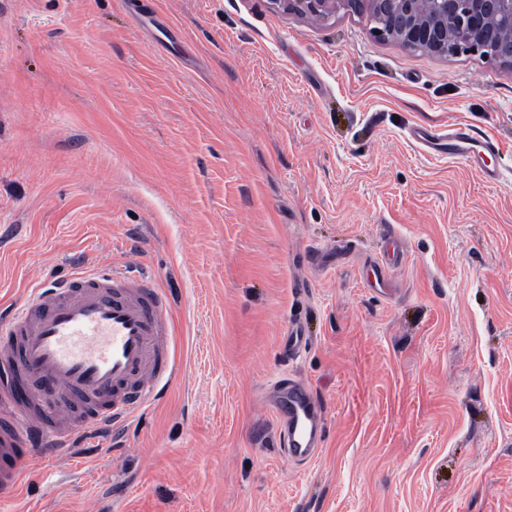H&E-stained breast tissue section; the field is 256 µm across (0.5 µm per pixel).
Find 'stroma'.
<instances>
[{
  "instance_id": "stroma-1",
  "label": "stroma",
  "mask_w": 512,
  "mask_h": 512,
  "mask_svg": "<svg viewBox=\"0 0 512 512\" xmlns=\"http://www.w3.org/2000/svg\"><path fill=\"white\" fill-rule=\"evenodd\" d=\"M459 123L499 183L407 136ZM132 251L178 378L74 472L37 449L6 512H512L511 68L365 9L0 0V312ZM283 375L324 407L306 464L263 406Z\"/></svg>"
}]
</instances>
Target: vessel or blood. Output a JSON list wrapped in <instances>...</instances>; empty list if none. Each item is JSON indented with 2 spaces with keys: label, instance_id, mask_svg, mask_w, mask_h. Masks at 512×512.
I'll use <instances>...</instances> for the list:
<instances>
[{
  "label": "vessel or blood",
  "instance_id": "vessel-or-blood-1",
  "mask_svg": "<svg viewBox=\"0 0 512 512\" xmlns=\"http://www.w3.org/2000/svg\"><path fill=\"white\" fill-rule=\"evenodd\" d=\"M411 140L497 183L487 162L495 140L466 125L425 124ZM167 292L142 269L139 255L119 269L74 271L0 318V494L22 485L35 446L52 450L53 469L68 468L79 447L127 424L178 374ZM318 399L304 383L280 379L269 403L284 431L286 455L313 459L323 432Z\"/></svg>",
  "mask_w": 512,
  "mask_h": 512
}]
</instances>
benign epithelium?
Masks as SVG:
<instances>
[{"mask_svg":"<svg viewBox=\"0 0 512 512\" xmlns=\"http://www.w3.org/2000/svg\"><path fill=\"white\" fill-rule=\"evenodd\" d=\"M395 28L381 32L407 47L444 56L478 54L495 61L512 62V42L500 39L503 28L512 29V0H274L286 10L314 19L336 11L337 6H369L370 14L387 9L392 3Z\"/></svg>","mask_w":512,"mask_h":512,"instance_id":"7a95c632","label":"benign epithelium"}]
</instances>
